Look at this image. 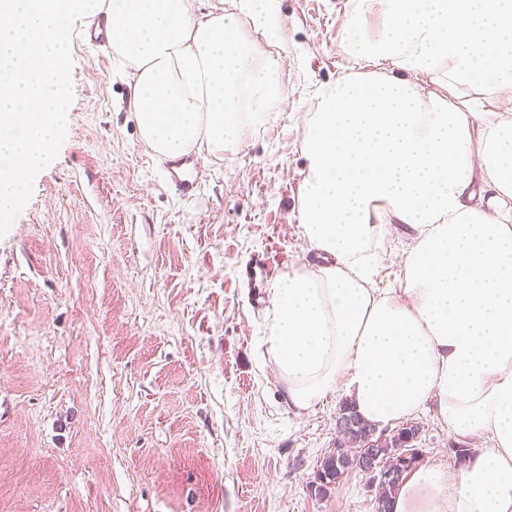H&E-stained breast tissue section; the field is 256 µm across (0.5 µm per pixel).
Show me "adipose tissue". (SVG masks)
Listing matches in <instances>:
<instances>
[{
	"label": "adipose tissue",
	"mask_w": 512,
	"mask_h": 512,
	"mask_svg": "<svg viewBox=\"0 0 512 512\" xmlns=\"http://www.w3.org/2000/svg\"><path fill=\"white\" fill-rule=\"evenodd\" d=\"M239 2L0 0V221L65 124L76 17L106 16L154 154L237 152L286 99L243 29L265 25L261 0ZM338 49L354 69L320 91L303 146L316 262L271 284L266 353L295 411L342 390L384 426L432 404L472 443L453 475L408 471L393 512H512V0H358Z\"/></svg>",
	"instance_id": "obj_1"
}]
</instances>
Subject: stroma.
<instances>
[{
  "mask_svg": "<svg viewBox=\"0 0 512 512\" xmlns=\"http://www.w3.org/2000/svg\"><path fill=\"white\" fill-rule=\"evenodd\" d=\"M357 0H269L247 26L279 60L286 105L234 154L198 150L176 195L140 140L106 43L71 27L67 124L0 223V512H373L362 475L308 489L345 397L289 409L263 356L269 280L312 261L298 225L308 114L348 73ZM423 464L458 439L413 415Z\"/></svg>",
  "mask_w": 512,
  "mask_h": 512,
  "instance_id": "1",
  "label": "stroma"
}]
</instances>
